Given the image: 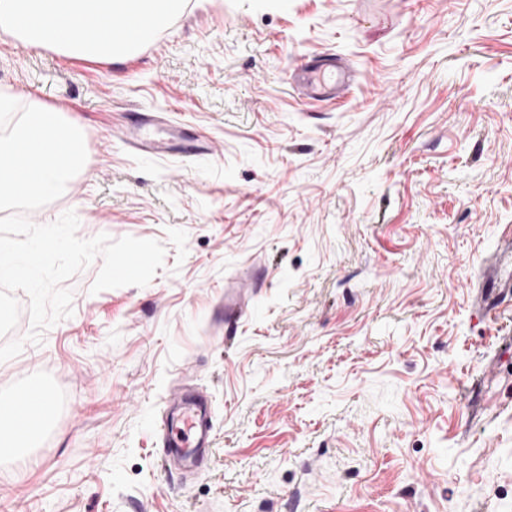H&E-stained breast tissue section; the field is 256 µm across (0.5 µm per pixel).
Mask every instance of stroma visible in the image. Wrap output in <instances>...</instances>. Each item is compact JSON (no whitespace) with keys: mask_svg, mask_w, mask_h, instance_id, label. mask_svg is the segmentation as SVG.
I'll return each instance as SVG.
<instances>
[{"mask_svg":"<svg viewBox=\"0 0 512 512\" xmlns=\"http://www.w3.org/2000/svg\"><path fill=\"white\" fill-rule=\"evenodd\" d=\"M325 53L357 81L304 100ZM1 90L84 135L29 220L165 258L94 294L95 258L0 362V401L38 379L56 408L0 458V512H512V0H191L111 62L0 35ZM133 111L210 155H138ZM177 394L207 400L195 473L159 431ZM256 288L253 278L239 277L237 280V291L232 297H228L224 308V324L233 323L240 313L244 311L248 303V296Z\"/></svg>","mask_w":512,"mask_h":512,"instance_id":"1","label":"stroma"}]
</instances>
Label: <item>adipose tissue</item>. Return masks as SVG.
<instances>
[{
	"instance_id": "ef3b65f1",
	"label": "adipose tissue",
	"mask_w": 512,
	"mask_h": 512,
	"mask_svg": "<svg viewBox=\"0 0 512 512\" xmlns=\"http://www.w3.org/2000/svg\"><path fill=\"white\" fill-rule=\"evenodd\" d=\"M189 0H0V34L107 60L140 46Z\"/></svg>"
}]
</instances>
